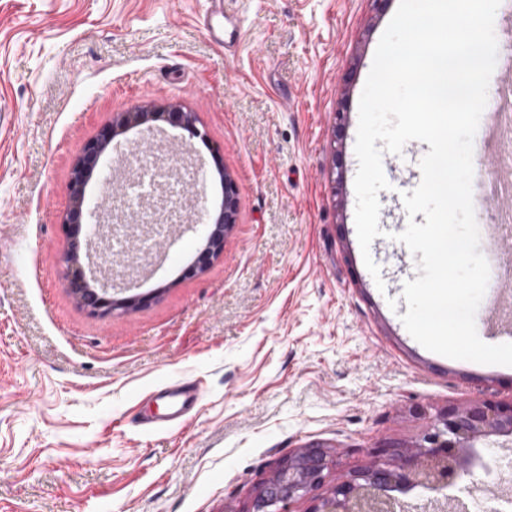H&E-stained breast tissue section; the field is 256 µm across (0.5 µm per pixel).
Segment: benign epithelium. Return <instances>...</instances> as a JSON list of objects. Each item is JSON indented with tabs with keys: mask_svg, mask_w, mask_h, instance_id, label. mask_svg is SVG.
Here are the masks:
<instances>
[{
	"mask_svg": "<svg viewBox=\"0 0 512 512\" xmlns=\"http://www.w3.org/2000/svg\"><path fill=\"white\" fill-rule=\"evenodd\" d=\"M177 127L189 137L206 140L188 112L143 109L124 112L89 140L76 160L69 184L72 204L62 222L69 239L67 279L69 287L81 304L93 314L110 315L127 310L148 300L146 295L114 299V270L102 261L105 248L102 240L94 241L88 228L102 227L104 218L100 205L90 206L86 188L101 161L112 154L123 157L140 147L144 139L121 142L118 137L133 128L147 133L161 125ZM237 189L224 179V196L216 216L209 217L204 231V246L196 261L184 274L202 272L218 257L224 247V233L234 224ZM492 435L512 436V402L485 401L465 408L450 406L441 411L410 448L387 442L375 450V465L356 472L336 483L329 492L312 498L307 512H405L404 504L391 492L405 487H421L441 493L456 484L467 472L468 451L480 439ZM329 477V460L320 449L290 456L279 465L276 476L254 496L249 512H288V505L304 499L322 487ZM512 504L497 487L485 494L484 512H505Z\"/></svg>",
	"mask_w": 512,
	"mask_h": 512,
	"instance_id": "obj_1",
	"label": "benign epithelium"
}]
</instances>
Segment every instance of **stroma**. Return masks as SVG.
<instances>
[{
  "label": "stroma",
  "instance_id": "obj_1",
  "mask_svg": "<svg viewBox=\"0 0 512 512\" xmlns=\"http://www.w3.org/2000/svg\"><path fill=\"white\" fill-rule=\"evenodd\" d=\"M399 0H232L218 47L206 0H0V512H247L280 461L326 447L331 480L373 465L383 441L413 445L442 410L512 401V366L433 353L405 329L402 283L417 262L400 241L403 193L427 143L383 156L364 265L355 228L359 99ZM194 113L206 172L196 213L237 186L224 251L184 276L202 248L170 235L135 280L147 302L111 318L65 278L59 224L85 142L120 112ZM345 109L344 131L336 111ZM163 145L104 167L134 181L144 157L184 172ZM475 204L490 286L512 284V116L479 124ZM194 380L204 396L180 425L148 432L150 392ZM452 496L482 512L488 481L512 494V438L492 436Z\"/></svg>",
  "mask_w": 512,
  "mask_h": 512
}]
</instances>
